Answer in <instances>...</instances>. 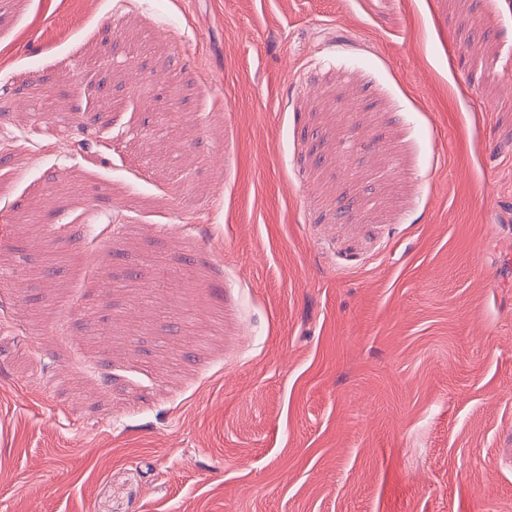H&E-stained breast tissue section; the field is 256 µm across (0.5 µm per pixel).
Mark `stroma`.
Returning a JSON list of instances; mask_svg holds the SVG:
<instances>
[{
    "instance_id": "1",
    "label": "stroma",
    "mask_w": 512,
    "mask_h": 512,
    "mask_svg": "<svg viewBox=\"0 0 512 512\" xmlns=\"http://www.w3.org/2000/svg\"><path fill=\"white\" fill-rule=\"evenodd\" d=\"M1 129L0 512H512V0H0Z\"/></svg>"
}]
</instances>
